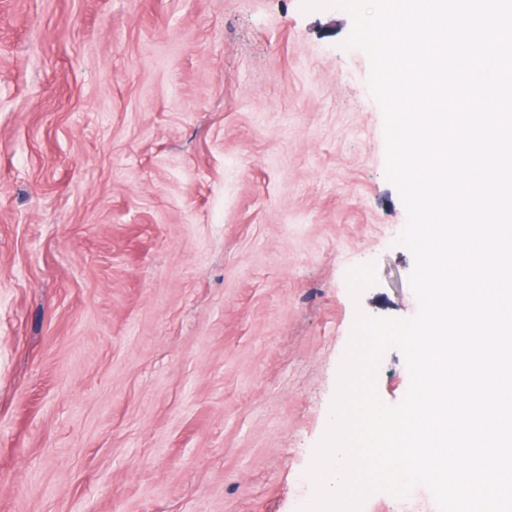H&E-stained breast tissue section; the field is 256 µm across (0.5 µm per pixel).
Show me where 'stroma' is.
<instances>
[{
    "instance_id": "stroma-1",
    "label": "stroma",
    "mask_w": 512,
    "mask_h": 512,
    "mask_svg": "<svg viewBox=\"0 0 512 512\" xmlns=\"http://www.w3.org/2000/svg\"><path fill=\"white\" fill-rule=\"evenodd\" d=\"M351 28L302 0H0V512L312 499L357 313L418 308ZM408 387L389 349L377 392Z\"/></svg>"
}]
</instances>
